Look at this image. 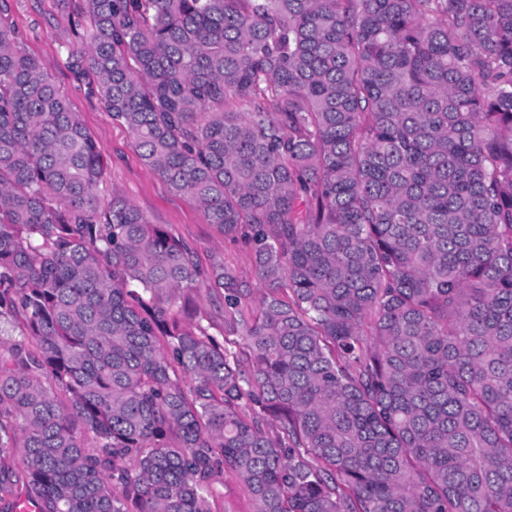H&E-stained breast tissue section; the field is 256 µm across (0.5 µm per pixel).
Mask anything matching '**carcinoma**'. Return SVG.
Returning a JSON list of instances; mask_svg holds the SVG:
<instances>
[{"label": "carcinoma", "mask_w": 512, "mask_h": 512, "mask_svg": "<svg viewBox=\"0 0 512 512\" xmlns=\"http://www.w3.org/2000/svg\"><path fill=\"white\" fill-rule=\"evenodd\" d=\"M81 11L74 78L258 287L99 202L0 0V512H512V0ZM213 512H256V504L247 488L230 473L215 485Z\"/></svg>", "instance_id": "1"}]
</instances>
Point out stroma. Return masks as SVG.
Returning a JSON list of instances; mask_svg holds the SVG:
<instances>
[{
	"mask_svg": "<svg viewBox=\"0 0 512 512\" xmlns=\"http://www.w3.org/2000/svg\"><path fill=\"white\" fill-rule=\"evenodd\" d=\"M14 22L23 36L25 50L37 57L56 83L66 92L71 109L108 158L109 167L98 187L101 199L120 193L154 224L167 225L178 238L193 244L203 262L218 259L236 269L247 282L255 275L249 248L233 242L209 224L202 209L190 198L173 193L151 172L133 147L129 130L113 121L84 84L68 70L62 42L72 49H86L85 37L76 36L74 22L79 0H9ZM213 512H256L247 488L232 474L216 484Z\"/></svg>",
	"mask_w": 512,
	"mask_h": 512,
	"instance_id": "stroma-1",
	"label": "stroma"
}]
</instances>
